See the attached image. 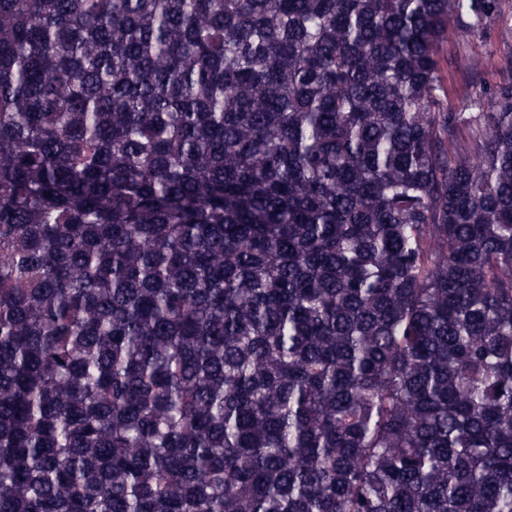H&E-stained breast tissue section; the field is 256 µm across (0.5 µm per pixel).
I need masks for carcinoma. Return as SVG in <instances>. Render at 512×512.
<instances>
[{"label": "carcinoma", "instance_id": "1", "mask_svg": "<svg viewBox=\"0 0 512 512\" xmlns=\"http://www.w3.org/2000/svg\"><path fill=\"white\" fill-rule=\"evenodd\" d=\"M0 512H512V0H0ZM484 49V47H483ZM485 54L482 55V65L478 69L477 72L472 74L469 78H467L460 88V99L461 106L458 112H486V96L484 100L480 102H474L473 96V86H479L484 77H486V72L495 69L498 66L499 56L496 55V51L490 47H487Z\"/></svg>", "mask_w": 512, "mask_h": 512}]
</instances>
